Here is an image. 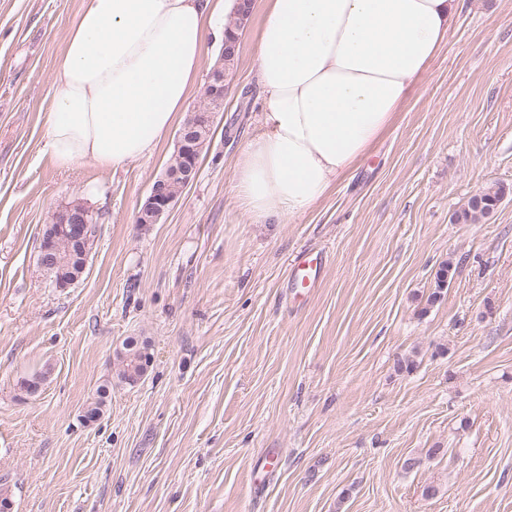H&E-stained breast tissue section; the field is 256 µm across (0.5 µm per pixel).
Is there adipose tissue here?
Segmentation results:
<instances>
[{
  "mask_svg": "<svg viewBox=\"0 0 512 512\" xmlns=\"http://www.w3.org/2000/svg\"><path fill=\"white\" fill-rule=\"evenodd\" d=\"M239 0H81L52 76L45 152L117 170L153 150L196 86L207 36ZM460 0H263L255 73L264 130L232 168L240 207L286 223L392 122L444 44Z\"/></svg>",
  "mask_w": 512,
  "mask_h": 512,
  "instance_id": "obj_1",
  "label": "adipose tissue"
}]
</instances>
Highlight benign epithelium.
<instances>
[{
  "label": "benign epithelium",
  "instance_id": "1",
  "mask_svg": "<svg viewBox=\"0 0 512 512\" xmlns=\"http://www.w3.org/2000/svg\"><path fill=\"white\" fill-rule=\"evenodd\" d=\"M229 86V77L224 73L223 58H218L207 75L204 89L205 100L210 107L204 110L202 126H212L214 112L212 107L224 105V94ZM199 135L194 129H183L178 133L177 147L182 154L181 165L169 168L152 184L149 195L139 212L137 223L156 224L175 203L176 196L171 193V185L179 182L186 186L198 174ZM97 215L80 203H73L53 216L52 223L57 225L56 232L43 247L41 263H46L62 251L74 252L84 240L86 229L96 222Z\"/></svg>",
  "mask_w": 512,
  "mask_h": 512
}]
</instances>
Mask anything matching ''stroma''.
I'll list each match as a JSON object with an SVG mask.
<instances>
[{"label":"stroma","instance_id":"obj_1","mask_svg":"<svg viewBox=\"0 0 512 512\" xmlns=\"http://www.w3.org/2000/svg\"><path fill=\"white\" fill-rule=\"evenodd\" d=\"M253 2L196 179L140 224L176 132L116 171L57 168L44 112L79 0H0L12 512H512V194L482 223L452 219L488 185L512 187V0H466L366 157L286 224L252 223L232 188L262 130ZM73 201L101 220L61 291L38 258ZM301 253L322 259L310 288L291 277ZM447 260L451 283L427 306ZM129 337L150 355L133 385L115 358ZM404 357L413 371L397 370ZM103 387L102 417L84 422Z\"/></svg>","mask_w":512,"mask_h":512}]
</instances>
